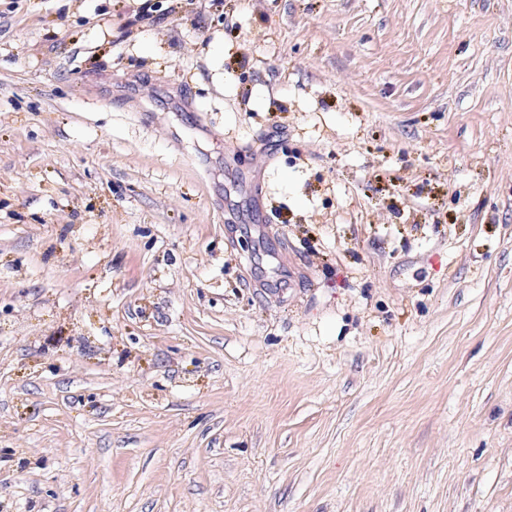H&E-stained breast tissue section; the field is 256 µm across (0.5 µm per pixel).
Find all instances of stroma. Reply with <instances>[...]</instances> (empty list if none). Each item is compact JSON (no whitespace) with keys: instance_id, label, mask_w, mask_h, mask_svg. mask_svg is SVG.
Segmentation results:
<instances>
[{"instance_id":"35a3bbf8","label":"stroma","mask_w":512,"mask_h":512,"mask_svg":"<svg viewBox=\"0 0 512 512\" xmlns=\"http://www.w3.org/2000/svg\"><path fill=\"white\" fill-rule=\"evenodd\" d=\"M0 0V512H512V0Z\"/></svg>"}]
</instances>
